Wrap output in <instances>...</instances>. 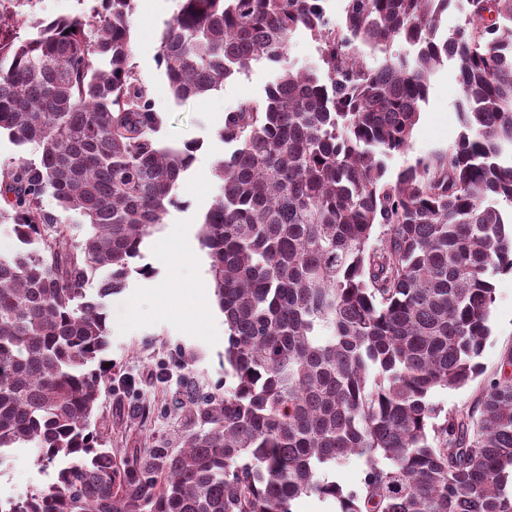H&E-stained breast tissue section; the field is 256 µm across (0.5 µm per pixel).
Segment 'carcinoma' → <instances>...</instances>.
Returning a JSON list of instances; mask_svg holds the SVG:
<instances>
[{
  "label": "carcinoma",
  "instance_id": "cac0c4a2",
  "mask_svg": "<svg viewBox=\"0 0 512 512\" xmlns=\"http://www.w3.org/2000/svg\"><path fill=\"white\" fill-rule=\"evenodd\" d=\"M326 2L179 0L162 33L156 62L183 103L281 62L298 30L320 55L224 113L236 148L214 162L199 242L230 382L189 402L182 448L124 464L91 429L111 380L107 298L151 273L133 262L201 143L157 137L131 0L0 17V133L39 153L0 165L18 241L0 253V461L23 447L58 465L0 512H292L303 495L340 512H512V355L471 411L437 424L431 401L481 374L491 278L512 271V0H470L449 39L457 0H346L339 19ZM396 40L415 54L368 64L362 48ZM448 59L463 131L389 181ZM353 456L366 468L346 491L325 470Z\"/></svg>",
  "mask_w": 512,
  "mask_h": 512
}]
</instances>
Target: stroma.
<instances>
[{
    "label": "stroma",
    "instance_id": "35a3bbf8",
    "mask_svg": "<svg viewBox=\"0 0 512 512\" xmlns=\"http://www.w3.org/2000/svg\"><path fill=\"white\" fill-rule=\"evenodd\" d=\"M133 8V62L155 102L160 137L166 144L180 147L196 141L200 147L179 184V206L169 208L162 226L144 241L138 263L151 267V276L132 274L125 289L109 301L113 308L130 304L138 313L137 318L112 326L108 352L112 379L102 386L92 419L93 429L120 460L159 442L179 449L187 417L184 404L192 390L214 392L224 383V315L212 304L209 259L199 242V229L217 193L214 161L234 150L217 138L216 131L230 107L263 98L281 70L280 65L258 62L228 78L219 92L176 102L163 69L152 60L162 31L177 13L178 0H133ZM458 78L453 60L432 75L410 145L389 159L388 179L454 145L462 130ZM494 285L491 334L479 358L483 374L462 388L437 391L432 400L442 411L473 407L486 378L512 354V273L496 275ZM194 318L203 321V329L190 328ZM54 476V468L41 471L34 466L31 449H13L0 461V497L25 498L34 489L48 486Z\"/></svg>",
    "mask_w": 512,
    "mask_h": 512
}]
</instances>
